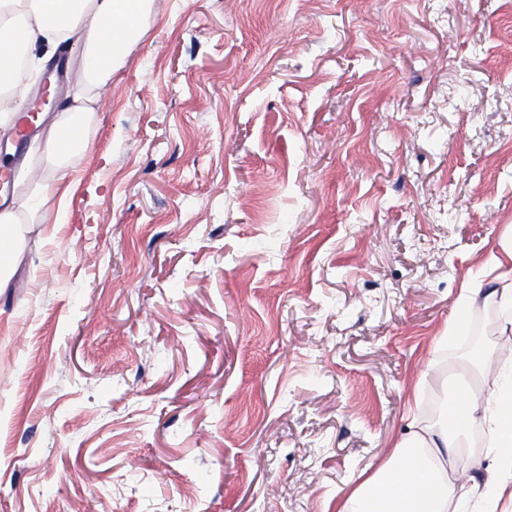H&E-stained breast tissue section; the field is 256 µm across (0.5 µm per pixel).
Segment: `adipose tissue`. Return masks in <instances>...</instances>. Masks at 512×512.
Instances as JSON below:
<instances>
[{
	"label": "adipose tissue",
	"instance_id": "ef3b65f1",
	"mask_svg": "<svg viewBox=\"0 0 512 512\" xmlns=\"http://www.w3.org/2000/svg\"><path fill=\"white\" fill-rule=\"evenodd\" d=\"M152 0H0V87L17 89L19 61L39 73L59 51L80 41V76L53 116H41L39 138L52 176L30 170L17 184L16 201L0 205V289L9 282L23 254L20 225L39 224L48 200L65 208L61 184L71 160L87 149L91 123L112 87V74L151 17ZM489 290L462 288L449 331L459 330L477 302L506 311L503 335L512 334V225H505L485 261ZM477 372L493 374L497 387L482 393L457 387L441 423L421 425L401 439L387 460L351 479L352 488L337 512H498L501 492L512 482V366L494 364L488 354L474 355ZM486 431L496 463V481L484 482L474 500L455 495L473 474L463 453L475 426Z\"/></svg>",
	"mask_w": 512,
	"mask_h": 512
}]
</instances>
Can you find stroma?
Masks as SVG:
<instances>
[{
    "label": "stroma",
    "instance_id": "obj_1",
    "mask_svg": "<svg viewBox=\"0 0 512 512\" xmlns=\"http://www.w3.org/2000/svg\"><path fill=\"white\" fill-rule=\"evenodd\" d=\"M72 164L0 290V512H336L464 379L512 0H154Z\"/></svg>",
    "mask_w": 512,
    "mask_h": 512
}]
</instances>
